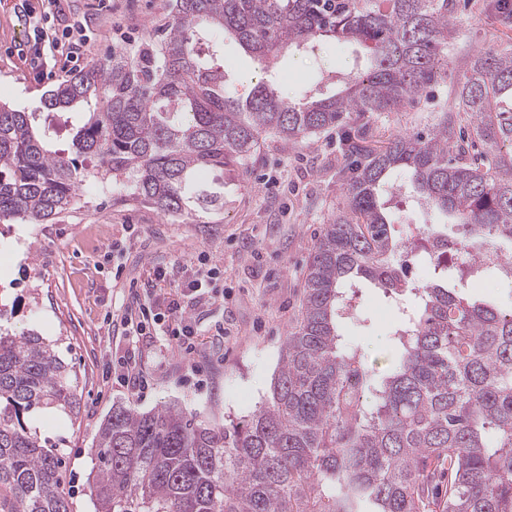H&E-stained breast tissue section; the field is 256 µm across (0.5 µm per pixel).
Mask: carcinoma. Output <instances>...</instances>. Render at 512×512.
I'll list each match as a JSON object with an SVG mask.
<instances>
[{
    "label": "carcinoma",
    "instance_id": "obj_1",
    "mask_svg": "<svg viewBox=\"0 0 512 512\" xmlns=\"http://www.w3.org/2000/svg\"><path fill=\"white\" fill-rule=\"evenodd\" d=\"M453 0H171V19L132 55L58 84L44 108L96 100L70 149L48 148L27 112L0 105V221L47 224L72 204L76 158L134 176V195L164 214L224 205L201 175L242 167L268 137L338 129L345 203L311 253L301 314L264 405L222 426L166 406L118 404L100 425L89 478L94 512H512V310L448 287L473 271L448 264L434 225L396 237L392 178L454 219L459 242L512 243V52L475 54L457 102L428 136L378 143L372 116L399 112L448 77ZM266 69L292 47L356 45L365 66L327 97L292 103L260 81L224 95V36ZM410 250L432 278L409 282ZM412 296L377 371L343 339L347 286ZM76 375L54 344L0 329V512H73L66 456L25 414L75 407Z\"/></svg>",
    "mask_w": 512,
    "mask_h": 512
}]
</instances>
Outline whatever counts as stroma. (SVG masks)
I'll use <instances>...</instances> for the list:
<instances>
[{"instance_id":"1","label":"stroma","mask_w":512,"mask_h":512,"mask_svg":"<svg viewBox=\"0 0 512 512\" xmlns=\"http://www.w3.org/2000/svg\"><path fill=\"white\" fill-rule=\"evenodd\" d=\"M23 1L43 9L42 0H0V103L36 113L48 90L112 54L134 53L170 17V0H58L49 27L60 32L79 21L85 39L78 62L47 77L32 62L34 35L18 14ZM453 23L447 79L406 111L372 119L375 138L429 131L441 107H453L472 55L512 48V24H502L491 0H456ZM362 63L360 49L330 41L314 51L290 50L263 70L235 39L224 41L225 85L235 96L247 95L261 79L293 102L329 95L336 90L332 74ZM342 165L335 132L287 143L270 137L246 167L203 176L206 186L223 192V207L165 216L136 198L130 180L101 182L88 157L70 209L52 223L0 222V272L9 275L0 284V326L16 336L35 330L56 342L77 375L76 412L47 409L28 418L31 430L64 449L75 512H93L89 450L113 405L142 412L174 405L218 425L263 405L301 306L312 247L344 200L336 177ZM388 207L402 238L429 224L452 236L459 231L435 211L415 212L405 198ZM205 255L223 267L224 289L184 300L198 321L191 357L141 348L137 361L149 389L144 397L131 396L117 383L128 344L117 338L113 315L144 282L157 280L158 294L175 293L201 272ZM116 266L123 269L118 278L112 275ZM354 303L346 339L370 367L384 369L398 308L365 282L357 283ZM219 329L220 351L214 348Z\"/></svg>"}]
</instances>
